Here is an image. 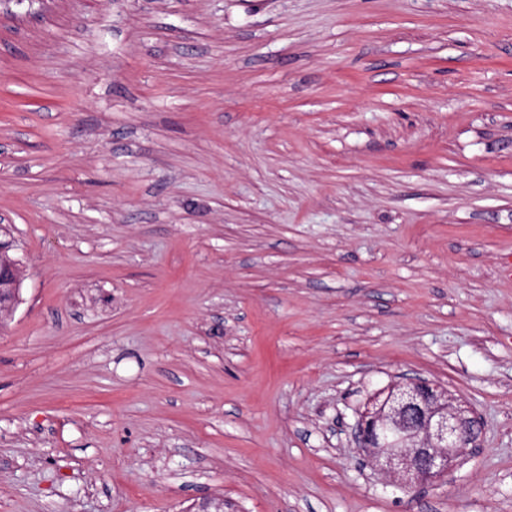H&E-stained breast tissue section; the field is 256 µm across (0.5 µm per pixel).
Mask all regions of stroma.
Wrapping results in <instances>:
<instances>
[{"label":"stroma","instance_id":"stroma-1","mask_svg":"<svg viewBox=\"0 0 512 512\" xmlns=\"http://www.w3.org/2000/svg\"><path fill=\"white\" fill-rule=\"evenodd\" d=\"M0 226V512H512V0H0ZM19 262L0 259V317L12 311L19 300ZM409 433L417 437L411 448L388 443L392 434L404 442ZM481 435V419L470 406L418 376L370 396L349 431L361 463L406 493L449 476Z\"/></svg>","mask_w":512,"mask_h":512}]
</instances>
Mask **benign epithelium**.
Returning a JSON list of instances; mask_svg holds the SVG:
<instances>
[{
  "label": "benign epithelium",
  "instance_id": "1",
  "mask_svg": "<svg viewBox=\"0 0 512 512\" xmlns=\"http://www.w3.org/2000/svg\"><path fill=\"white\" fill-rule=\"evenodd\" d=\"M19 286V262L0 260V316L14 309ZM481 435L470 406L418 376L370 396L349 431L361 463L406 493L449 476Z\"/></svg>",
  "mask_w": 512,
  "mask_h": 512
}]
</instances>
